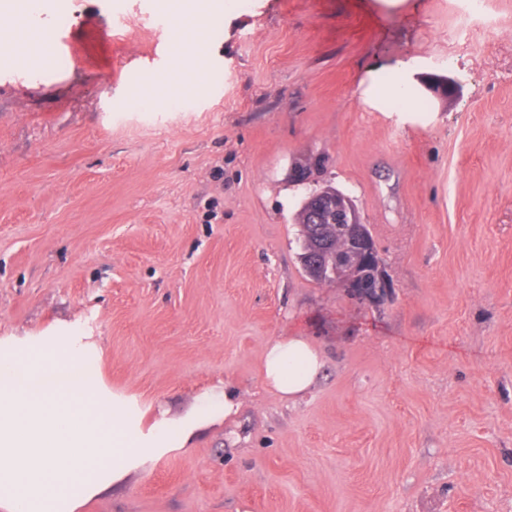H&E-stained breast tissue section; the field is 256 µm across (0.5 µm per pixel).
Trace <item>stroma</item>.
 <instances>
[{"mask_svg":"<svg viewBox=\"0 0 512 512\" xmlns=\"http://www.w3.org/2000/svg\"><path fill=\"white\" fill-rule=\"evenodd\" d=\"M458 2L235 0L175 112L158 0H50L36 25L92 68L0 42V339L82 329L149 422L238 403L81 512H512V0L465 29ZM398 75L409 105L370 93ZM305 158L355 200L380 299L304 275ZM280 336L324 359L294 400L260 376Z\"/></svg>","mask_w":512,"mask_h":512,"instance_id":"obj_1","label":"stroma"}]
</instances>
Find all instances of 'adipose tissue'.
Listing matches in <instances>:
<instances>
[{
	"mask_svg": "<svg viewBox=\"0 0 512 512\" xmlns=\"http://www.w3.org/2000/svg\"><path fill=\"white\" fill-rule=\"evenodd\" d=\"M177 16L174 95L200 82L204 58L196 22L210 0H161ZM324 366L302 336L278 337L263 349L261 377L284 399L309 391ZM227 387H215L178 420L145 423L138 401L106 396L86 366L77 336L0 345V512H78L147 461L186 448L205 425L235 414Z\"/></svg>",
	"mask_w": 512,
	"mask_h": 512,
	"instance_id": "ef3b65f1",
	"label": "adipose tissue"
}]
</instances>
